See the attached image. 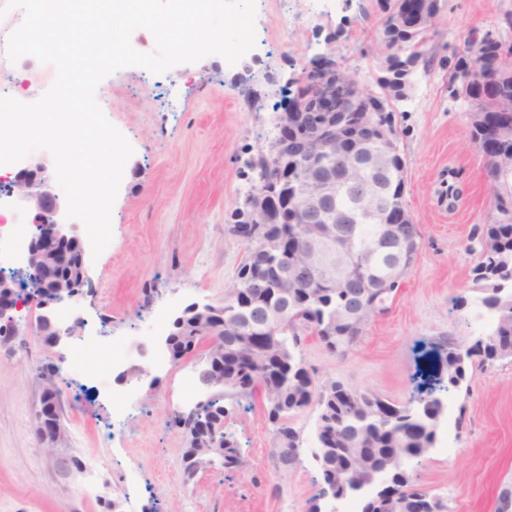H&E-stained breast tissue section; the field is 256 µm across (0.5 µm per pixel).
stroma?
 Wrapping results in <instances>:
<instances>
[{
	"instance_id": "1",
	"label": "stroma",
	"mask_w": 512,
	"mask_h": 512,
	"mask_svg": "<svg viewBox=\"0 0 512 512\" xmlns=\"http://www.w3.org/2000/svg\"><path fill=\"white\" fill-rule=\"evenodd\" d=\"M262 47L257 57L226 68L218 55L155 75L137 66L104 78L96 98L107 119L134 149L111 215L112 244L89 260L91 280L73 299L84 319L60 344L30 326L36 312H17L18 336L0 346V512H310L326 508L314 457L318 409L296 413L302 446L295 465L278 468L276 444L261 399H228L224 428L245 461L184 481L187 440L173 423L187 401L204 399L197 359L166 361L151 370L155 386L101 376L100 362L69 370L83 342L98 339L133 351L137 336L158 317L173 320L193 302L218 304L247 255L230 233L233 214L250 188L251 156L267 150L275 105L288 77L325 50L330 31L336 55L365 88L375 86L381 18L375 0H338L309 24L288 21L284 0H258ZM512 0H446L438 53L454 51L473 28H496ZM13 14L0 18V73L20 102L38 100L56 78L53 65L31 56L10 61ZM396 144L405 161L404 203L421 235L418 255L389 313L369 324L342 357L308 339L303 358L323 381L371 391L405 404L447 369L440 349L471 345L484 333L458 297L475 298L468 246L485 224L490 195L486 162L470 140L466 107L448 93V73L417 71L407 100L396 106ZM463 192L449 209L448 178ZM59 369L64 434L55 453L40 448L35 428L43 386L37 371ZM468 390L443 393L448 414L437 443L415 468L420 484L443 498L448 512H496L503 484L512 482V362L474 373ZM129 398L124 417L112 397ZM79 458L82 471L61 477L54 455Z\"/></svg>"
}]
</instances>
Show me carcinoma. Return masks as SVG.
<instances>
[{
    "instance_id": "1",
    "label": "carcinoma",
    "mask_w": 512,
    "mask_h": 512,
    "mask_svg": "<svg viewBox=\"0 0 512 512\" xmlns=\"http://www.w3.org/2000/svg\"><path fill=\"white\" fill-rule=\"evenodd\" d=\"M445 0H376L381 24L398 11L405 14L406 27L383 30L386 47L392 53L385 56L387 80H377L379 91L366 94L355 71L341 60H336V112H322L309 103L307 109L296 113L293 138L303 141L310 137L304 152L296 155L281 168L277 158L258 152L247 162L252 170L250 193L272 192L277 204L284 208L286 222L272 224L270 234H281L292 229L338 228L327 218L312 214L301 207L304 196L314 190L307 180L312 165L328 162L327 144L336 143V158L345 159L356 153L366 158H388L383 168L365 167L356 173L336 165V175L343 184L332 209L336 214H355L361 206L373 202L376 192L383 197L379 215L374 221L355 224L356 248L367 255L358 263L344 284L324 280L310 288H300L288 297V321L278 339L270 341L267 354L253 353L249 348L231 350L229 345L244 339L238 333L237 315L251 313L253 319L265 317L269 310L283 304L277 293V270L272 266L261 267L264 262L256 246H248L254 256L252 264H243L236 273L235 282L224 296V304L213 307L210 325L224 338V346L205 350L199 361L198 381L219 372L239 378V387L219 388L204 406L182 416L174 415V424L185 430L188 447H207L218 441L223 454L215 465L227 469L241 467L237 443L226 434L224 423L226 397L251 398L255 395L267 401H278L277 412L268 413L274 425V436L280 448L277 460L288 457L296 463L301 439L299 432L290 425L292 414L310 405L319 408L317 429L334 432L335 450L320 460L322 478L336 480V476L363 478L366 476L364 461L353 455L347 442L357 436L362 442L363 453L372 461V468L382 467L384 459L394 449L405 452L410 459L417 458L424 444L431 443L436 433L422 434L411 419V405H396L366 391L349 389L344 384L331 381L321 383L316 372L307 367L303 357V343L317 339L323 347L336 355H343L362 336L370 323L377 294L371 283L390 273L392 256L383 254L376 247L377 221L389 216L393 224L402 225V231L411 239L412 253L419 250L420 234L412 218L403 217L405 175L400 161L393 156L395 145L394 112L388 101L404 100L400 93L402 79L413 76L417 67L429 71L434 65L448 69V84L466 83V95L471 100L508 99L511 106L497 113L496 121L483 123L468 116L470 137L484 152L501 153L512 158V63L504 64L498 58V43L483 37L479 29L468 31L462 46L452 56L437 57L428 44L438 30L413 29L411 25L420 14L440 15ZM495 194V208L489 212L487 224L478 231L479 246H488L494 252L512 261V175L490 183ZM475 288L482 292L480 305L494 315L492 333L501 341L512 345V274L502 273L490 257H479L472 270ZM209 336L199 327L196 318L186 321L178 333L170 337L169 354L179 363L196 356L208 344ZM512 359L494 343L474 344L468 348L450 343L447 349L448 380L457 384L467 379L470 371L485 370L496 362ZM59 369L43 366L37 373L40 380H48L45 388L59 395L56 379ZM387 485L376 494L363 500L362 512H386L382 497L392 491L399 492L401 512H448L442 501H432L421 493V485L407 471L384 474Z\"/></svg>"
}]
</instances>
